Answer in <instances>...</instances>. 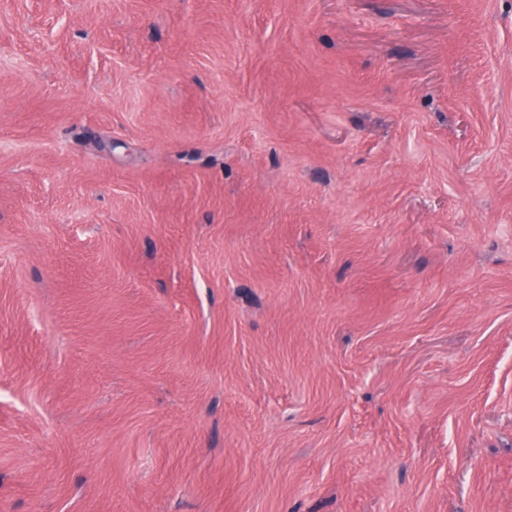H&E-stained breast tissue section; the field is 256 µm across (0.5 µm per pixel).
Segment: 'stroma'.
Wrapping results in <instances>:
<instances>
[{"label": "stroma", "instance_id": "stroma-1", "mask_svg": "<svg viewBox=\"0 0 512 512\" xmlns=\"http://www.w3.org/2000/svg\"><path fill=\"white\" fill-rule=\"evenodd\" d=\"M0 512H512V0H0Z\"/></svg>", "mask_w": 512, "mask_h": 512}]
</instances>
